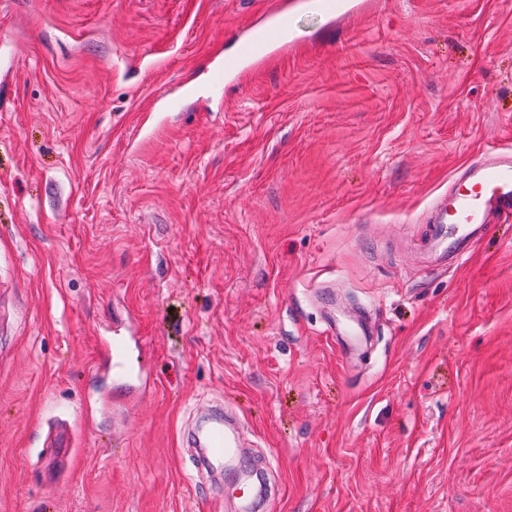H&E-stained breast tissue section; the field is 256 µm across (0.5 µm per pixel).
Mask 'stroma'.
<instances>
[{
    "label": "stroma",
    "mask_w": 512,
    "mask_h": 512,
    "mask_svg": "<svg viewBox=\"0 0 512 512\" xmlns=\"http://www.w3.org/2000/svg\"><path fill=\"white\" fill-rule=\"evenodd\" d=\"M335 3L0 0V512H236L184 442L216 406L264 512H512V223L421 254L512 150V0ZM283 5L288 50L214 90ZM492 218H512V158L470 163L436 199L426 224L424 249L436 267L462 263L489 231ZM370 336H373V324L362 315L354 316L350 322L336 324V339L349 351L368 347ZM102 347L105 351L106 358L100 363L99 372H110L112 375L123 377L124 373L119 365V359L123 356L129 346V340L126 336H110L101 339ZM112 362V364H111Z\"/></svg>",
    "instance_id": "1"
}]
</instances>
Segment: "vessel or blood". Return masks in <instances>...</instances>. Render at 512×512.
I'll return each mask as SVG.
<instances>
[{
  "instance_id": "obj_1",
  "label": "vessel or blood",
  "mask_w": 512,
  "mask_h": 512,
  "mask_svg": "<svg viewBox=\"0 0 512 512\" xmlns=\"http://www.w3.org/2000/svg\"><path fill=\"white\" fill-rule=\"evenodd\" d=\"M292 20L286 10L277 9L267 15L242 45L241 55L218 62L213 68L216 82H223L227 73L241 65H256L273 58L287 41ZM512 218V158L499 156L470 163L451 183L447 195L436 199L427 220L424 249L433 256L436 266L449 268L462 263L473 244L489 231L491 219ZM347 350L367 347L373 334L368 319L357 315L351 321L337 324ZM106 359L100 372L122 376L119 360L129 346L124 336L102 338ZM203 450V464L208 468L222 467L230 461L237 448L235 428L215 422L198 439Z\"/></svg>"
}]
</instances>
